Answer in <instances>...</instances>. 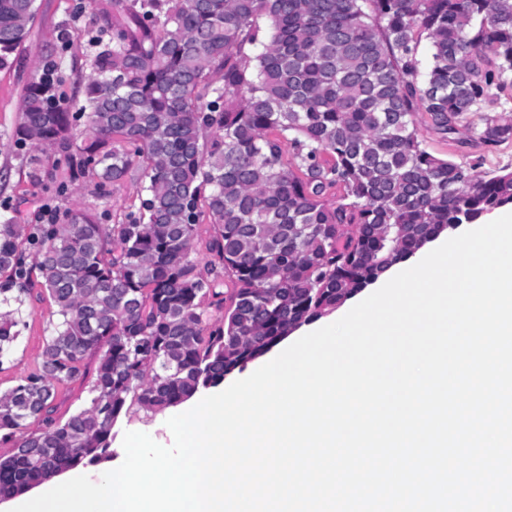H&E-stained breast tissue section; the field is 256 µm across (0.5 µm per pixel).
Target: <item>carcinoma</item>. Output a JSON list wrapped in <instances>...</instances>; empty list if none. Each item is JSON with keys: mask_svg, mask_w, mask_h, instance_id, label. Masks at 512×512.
I'll return each instance as SVG.
<instances>
[{"mask_svg": "<svg viewBox=\"0 0 512 512\" xmlns=\"http://www.w3.org/2000/svg\"><path fill=\"white\" fill-rule=\"evenodd\" d=\"M37 11L0 0V64ZM101 17L78 94L50 74L28 84L19 134L63 155L74 182L104 189L137 168L140 207L110 227L90 206L0 221V274L18 285L0 301L18 305L0 311V354L29 279L22 242L57 307L39 368L0 392V498L112 459L121 417L220 384L423 242L512 206V171L434 156L412 120L512 140V118L468 122L512 88V0H112ZM201 201L206 273L192 257ZM90 355L89 405L54 418L56 385ZM31 420L43 427L22 434Z\"/></svg>", "mask_w": 512, "mask_h": 512, "instance_id": "carcinoma-1", "label": "carcinoma"}]
</instances>
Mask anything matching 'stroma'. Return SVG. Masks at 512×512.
Wrapping results in <instances>:
<instances>
[{
	"mask_svg": "<svg viewBox=\"0 0 512 512\" xmlns=\"http://www.w3.org/2000/svg\"><path fill=\"white\" fill-rule=\"evenodd\" d=\"M98 3L99 0H37L39 10L27 41L11 56L8 65L0 67L1 217L14 218L20 224H35L43 210L73 208L84 203L101 214L103 223L123 224L128 214L139 207L138 172H131L123 181L113 184L111 193L102 197L93 178L68 182L62 164L52 151L42 157L47 178L43 184H32L27 166L30 145L18 135L24 89L42 76L45 67L58 72L62 78L61 90L68 96L76 92L80 80L90 73L92 49L88 36L101 24ZM413 120L420 140L433 155L458 162L477 159L482 171L490 173L505 168L512 170V141L488 148L464 130L456 134L440 133L424 112H416ZM22 251L32 272L18 315L19 335L8 354L0 358L1 392L37 369L57 320L56 306L42 287L39 273L33 269V248L26 245ZM94 379V373L89 372L59 384L53 402L55 417L64 419L86 407Z\"/></svg>",
	"mask_w": 512,
	"mask_h": 512,
	"instance_id": "1",
	"label": "stroma"
}]
</instances>
